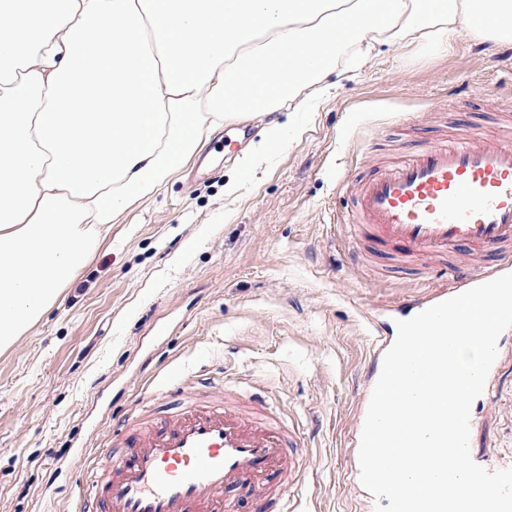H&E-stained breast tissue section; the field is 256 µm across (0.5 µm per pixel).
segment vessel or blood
<instances>
[{"label": "vessel or blood", "mask_w": 512, "mask_h": 512, "mask_svg": "<svg viewBox=\"0 0 512 512\" xmlns=\"http://www.w3.org/2000/svg\"><path fill=\"white\" fill-rule=\"evenodd\" d=\"M342 220L431 268L461 248L484 257L454 270L450 290L411 299L419 312L512 273V140L463 132L375 169L350 188ZM196 387L174 413L115 423L118 445L102 449L79 512H240L245 498L258 512H284L283 490L304 466L289 428L274 413L243 410L240 391Z\"/></svg>", "instance_id": "vessel-or-blood-1"}]
</instances>
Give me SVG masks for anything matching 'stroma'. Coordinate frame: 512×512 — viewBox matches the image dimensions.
I'll return each mask as SVG.
<instances>
[{
	"instance_id": "1",
	"label": "stroma",
	"mask_w": 512,
	"mask_h": 512,
	"mask_svg": "<svg viewBox=\"0 0 512 512\" xmlns=\"http://www.w3.org/2000/svg\"><path fill=\"white\" fill-rule=\"evenodd\" d=\"M500 48L343 50L317 111L287 103L225 122L113 225L52 308L0 350V512H76L113 424L136 405L171 413L170 379L236 383L304 441L297 512H374L349 446L372 375L368 317L407 319L430 271L350 260L343 181L369 159L409 155L457 126L497 133L512 116ZM281 123L288 142L255 176L237 160ZM237 183L234 194L225 187ZM470 431L473 461L512 466V328Z\"/></svg>"
}]
</instances>
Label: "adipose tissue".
Wrapping results in <instances>:
<instances>
[{
  "instance_id": "adipose-tissue-1",
  "label": "adipose tissue",
  "mask_w": 512,
  "mask_h": 512,
  "mask_svg": "<svg viewBox=\"0 0 512 512\" xmlns=\"http://www.w3.org/2000/svg\"><path fill=\"white\" fill-rule=\"evenodd\" d=\"M462 35L512 42V0H0V348L224 121Z\"/></svg>"
}]
</instances>
